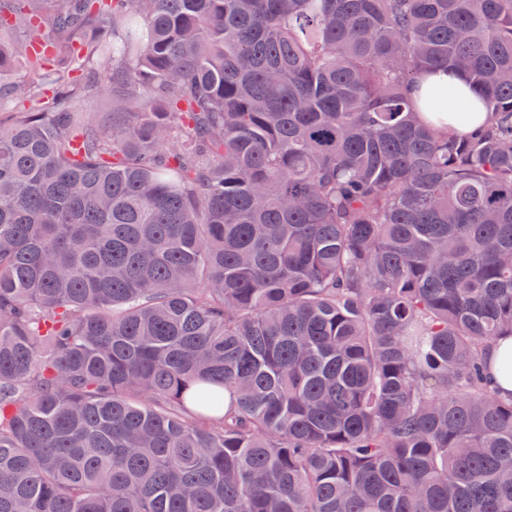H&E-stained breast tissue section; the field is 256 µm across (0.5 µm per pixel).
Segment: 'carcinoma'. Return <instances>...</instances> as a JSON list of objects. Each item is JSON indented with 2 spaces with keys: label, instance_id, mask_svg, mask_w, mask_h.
<instances>
[{
  "label": "carcinoma",
  "instance_id": "obj_1",
  "mask_svg": "<svg viewBox=\"0 0 512 512\" xmlns=\"http://www.w3.org/2000/svg\"><path fill=\"white\" fill-rule=\"evenodd\" d=\"M13 102L0 512H512V0H0ZM449 79L456 84L448 86ZM459 90L467 93L478 103L479 112L467 113L466 119L462 120L458 117L456 112H449L451 110L449 108L448 110L446 109L447 112H430L424 109L423 102L429 93L434 92L439 95H445L446 101L451 103L457 98ZM412 101L415 110L420 114L422 123L438 130H448V127H450L455 132L463 134L474 125L481 123L486 117V112H483L481 103L473 94L469 85H466L457 77H453L448 75L447 72H441L439 70H429L423 75L413 90ZM469 122L471 123L467 125ZM509 348L512 363V337L495 342L488 356V371L492 385L502 396H508L512 393V371L509 380L504 370L505 357L508 356Z\"/></svg>",
  "mask_w": 512,
  "mask_h": 512
}]
</instances>
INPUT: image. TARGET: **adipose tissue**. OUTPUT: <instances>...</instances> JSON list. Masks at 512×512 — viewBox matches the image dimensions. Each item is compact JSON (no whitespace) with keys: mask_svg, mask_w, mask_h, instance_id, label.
<instances>
[{"mask_svg":"<svg viewBox=\"0 0 512 512\" xmlns=\"http://www.w3.org/2000/svg\"><path fill=\"white\" fill-rule=\"evenodd\" d=\"M464 87V82H450L448 73L438 70L426 72L416 84L412 95L414 108L419 111L422 123L438 130L450 128L460 134L467 132L469 125L481 123L486 117L485 112L482 111L468 113L467 117L462 119L454 112H431L423 107V102L429 93L446 96L447 100L451 101Z\"/></svg>","mask_w":512,"mask_h":512,"instance_id":"adipose-tissue-1","label":"adipose tissue"}]
</instances>
